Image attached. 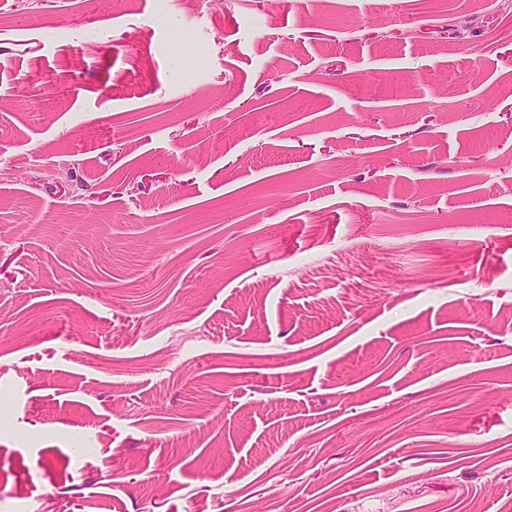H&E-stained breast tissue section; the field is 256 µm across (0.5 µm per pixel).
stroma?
Wrapping results in <instances>:
<instances>
[{
    "mask_svg": "<svg viewBox=\"0 0 512 512\" xmlns=\"http://www.w3.org/2000/svg\"><path fill=\"white\" fill-rule=\"evenodd\" d=\"M512 12L0 0V512H503Z\"/></svg>",
    "mask_w": 512,
    "mask_h": 512,
    "instance_id": "35a3bbf8",
    "label": "stroma"
}]
</instances>
